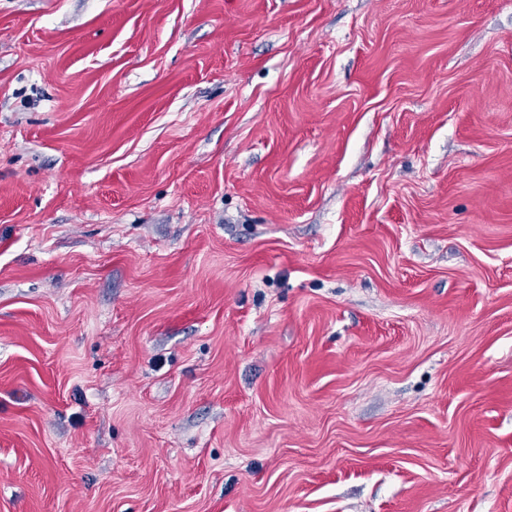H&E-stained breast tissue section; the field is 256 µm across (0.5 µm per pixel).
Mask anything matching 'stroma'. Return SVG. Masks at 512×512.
Returning a JSON list of instances; mask_svg holds the SVG:
<instances>
[{
    "label": "stroma",
    "instance_id": "1",
    "mask_svg": "<svg viewBox=\"0 0 512 512\" xmlns=\"http://www.w3.org/2000/svg\"><path fill=\"white\" fill-rule=\"evenodd\" d=\"M0 512H512V0H0Z\"/></svg>",
    "mask_w": 512,
    "mask_h": 512
}]
</instances>
